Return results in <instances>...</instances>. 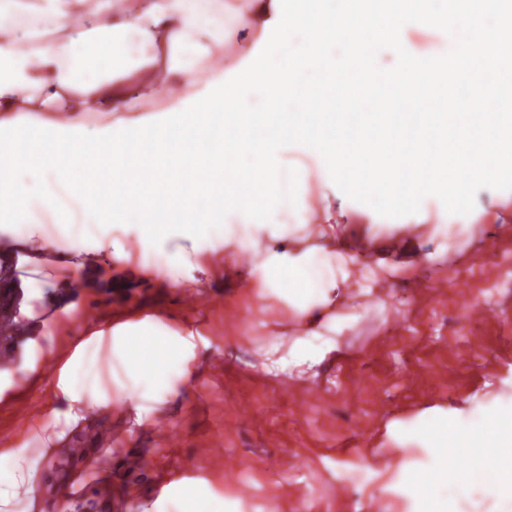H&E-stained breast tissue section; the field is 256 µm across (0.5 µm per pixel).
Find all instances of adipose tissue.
I'll return each instance as SVG.
<instances>
[{
	"mask_svg": "<svg viewBox=\"0 0 512 512\" xmlns=\"http://www.w3.org/2000/svg\"><path fill=\"white\" fill-rule=\"evenodd\" d=\"M344 26L326 14L297 12L295 0H0V223L14 227L24 243L33 226L42 225V213L63 228L64 246L76 258L66 264L62 311L82 300L86 276L79 254L110 244L113 225H135L138 253L170 264L174 258L163 248L171 240L211 251L224 244V214L234 211L253 233L225 255V264L251 257L255 293L286 306L303 326L301 334L276 337L263 349L266 370H311L338 354L343 327L332 311L349 288L371 296L378 274L356 253L332 249L337 221L329 199L309 201L305 187L280 166L290 143L311 158L319 183L372 210L376 223L419 224L431 213L443 227L476 223L478 189H497L502 168L512 165L502 152L489 162L459 156L466 181L453 190L422 173L379 193L337 155V141L351 138L344 128L302 134L268 122L243 123L244 115L275 110L299 43H332L334 59L347 65L339 36ZM218 105L234 117L224 130L225 148L253 158L264 198L225 181L210 139L200 135ZM23 130L34 151L19 164L1 147ZM177 130L194 135V154L169 169L152 168L141 143ZM91 147L105 163L106 179L76 164ZM173 174L190 180L198 210L189 219L154 223L158 197L140 187L148 180L166 183ZM284 213L300 226L319 224L324 243L262 245V238L282 237L278 217ZM98 351L123 369L142 413L188 381L197 344L192 333L151 318L94 333L60 374L68 418L81 412L89 389H97L101 402L111 399L96 369ZM395 439L425 451L420 467L401 474L403 493L417 512H447L449 486L476 478L472 471L451 472L449 460L512 472V405L461 421L429 412L403 425ZM0 486L12 491L0 498V512H13L22 500L34 503L38 494L26 459L16 454L0 457Z\"/></svg>",
	"mask_w": 512,
	"mask_h": 512,
	"instance_id": "ef3b65f1",
	"label": "adipose tissue"
}]
</instances>
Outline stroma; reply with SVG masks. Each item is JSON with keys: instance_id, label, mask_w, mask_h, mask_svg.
Returning a JSON list of instances; mask_svg holds the SVG:
<instances>
[{"instance_id": "obj_1", "label": "stroma", "mask_w": 512, "mask_h": 512, "mask_svg": "<svg viewBox=\"0 0 512 512\" xmlns=\"http://www.w3.org/2000/svg\"><path fill=\"white\" fill-rule=\"evenodd\" d=\"M478 198L477 223L448 234L436 233L431 220L410 228L378 225L370 210L348 211L346 229L368 260L401 246L396 269L413 286L394 287L387 276L374 298L337 307L336 316L349 321L342 351L314 376L264 370L261 349L276 328L292 336L297 330L278 303L247 289L249 263L220 272L215 253L175 239L170 248L188 252V259L146 278L118 257L133 241V226H115L112 246L95 253L85 270L96 285L92 298L70 315L36 308L9 357L0 358L7 374L0 381V455L27 459L39 490L32 512H106L115 495L124 497V512H143L159 488L183 479L202 482L227 512H250L257 491L271 512L305 506L410 512L396 479L423 452L395 445L394 429L431 409L459 419L512 403V285L499 284L490 268L487 291L462 300L448 286L479 253L512 259V170L503 172L498 193L482 191ZM187 285L197 286L208 304L186 307L178 290ZM148 316L189 325L204 339L190 380L142 416L132 398L103 405L88 391L80 418L61 438L43 443L42 429L53 427L62 406L44 364L63 365L85 326ZM217 356L223 359L218 369L211 365ZM21 411L29 416L22 425L16 422ZM107 429L108 449L100 442ZM74 446L85 456L73 457ZM127 452L144 455L147 468L111 471L109 457ZM355 471L361 484L346 487Z\"/></svg>"}]
</instances>
